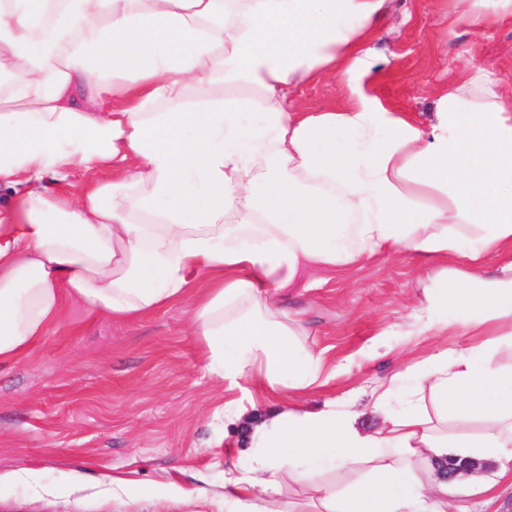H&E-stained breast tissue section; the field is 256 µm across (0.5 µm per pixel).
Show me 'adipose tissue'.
Returning <instances> with one entry per match:
<instances>
[{
    "mask_svg": "<svg viewBox=\"0 0 512 512\" xmlns=\"http://www.w3.org/2000/svg\"><path fill=\"white\" fill-rule=\"evenodd\" d=\"M390 0H0V363L69 303L135 319L182 300L210 370L308 392L329 375L279 294L311 269L417 256L431 287L392 336L476 341L353 403L283 405L224 473V512H441L429 473L497 461L512 483V91L486 69L427 126L375 106ZM341 77L348 105L300 86ZM91 172L76 185L73 171ZM415 389L397 396L400 383ZM296 484L285 492V483ZM292 101L309 111L327 105L342 107L348 102V92L342 79L336 76L302 88L292 96Z\"/></svg>",
    "mask_w": 512,
    "mask_h": 512,
    "instance_id": "1",
    "label": "adipose tissue"
}]
</instances>
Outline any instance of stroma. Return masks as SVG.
Returning a JSON list of instances; mask_svg holds the SVG:
<instances>
[{
  "label": "stroma",
  "instance_id": "obj_1",
  "mask_svg": "<svg viewBox=\"0 0 512 512\" xmlns=\"http://www.w3.org/2000/svg\"><path fill=\"white\" fill-rule=\"evenodd\" d=\"M371 46L387 62L369 96L421 125L466 68H494L512 84V21L474 29L451 0H393ZM292 100L313 111L344 106L348 92L341 78H327ZM419 277L412 256H378L348 273L308 272L282 292L330 373L306 394H274L259 382L232 389L211 373L193 296L134 320L70 305L25 357L0 364V512H224V469L260 414L282 403L352 401L363 429H380L376 386L405 362L473 342L438 330L404 349L388 335L422 300ZM377 339L383 347L369 352ZM230 401L242 410L233 427L224 424ZM22 468L38 473L41 490L8 481ZM116 477L129 494H113ZM203 484L205 498L196 493Z\"/></svg>",
  "mask_w": 512,
  "mask_h": 512
}]
</instances>
